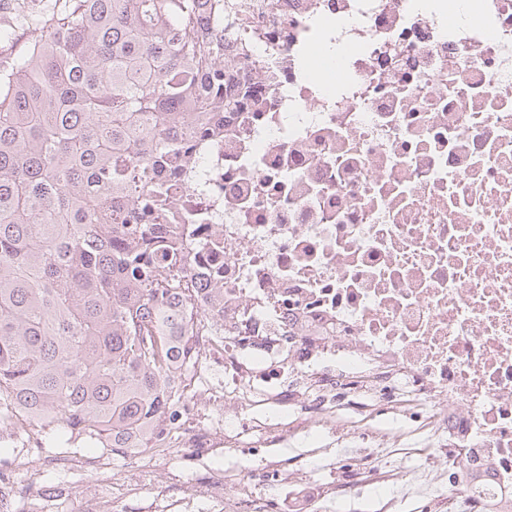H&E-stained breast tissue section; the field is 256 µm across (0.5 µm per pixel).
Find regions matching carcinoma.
<instances>
[{"label": "carcinoma", "mask_w": 512, "mask_h": 512, "mask_svg": "<svg viewBox=\"0 0 512 512\" xmlns=\"http://www.w3.org/2000/svg\"><path fill=\"white\" fill-rule=\"evenodd\" d=\"M205 0H58L0 26V401L32 422L146 448L175 348L195 336L172 237L142 223L193 114L234 112Z\"/></svg>", "instance_id": "1"}]
</instances>
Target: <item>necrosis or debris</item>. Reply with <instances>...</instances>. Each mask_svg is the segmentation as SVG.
<instances>
[{
  "label": "necrosis or debris",
  "instance_id": "necrosis-or-debris-1",
  "mask_svg": "<svg viewBox=\"0 0 512 512\" xmlns=\"http://www.w3.org/2000/svg\"><path fill=\"white\" fill-rule=\"evenodd\" d=\"M249 95L190 130L164 218L205 334L179 338L150 451L201 455L293 380L424 395L474 512H512V0H235Z\"/></svg>",
  "mask_w": 512,
  "mask_h": 512
}]
</instances>
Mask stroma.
Wrapping results in <instances>:
<instances>
[{
  "mask_svg": "<svg viewBox=\"0 0 512 512\" xmlns=\"http://www.w3.org/2000/svg\"><path fill=\"white\" fill-rule=\"evenodd\" d=\"M421 403L403 388L382 406L361 386L318 414L301 412L293 400L280 409L288 420V436L280 445L255 457L226 448L202 464L178 455L152 485L137 478L140 461L102 456L83 441L69 447L64 433L49 428L32 448L0 443V477L12 486L11 512H131L137 505L180 512L182 482L220 478L232 495L250 470L266 464L282 474L280 493L314 488L306 512H319L332 493L344 501L345 512H467L459 500L440 498L423 506L414 493L416 467H426L439 483L448 481V450L432 438Z\"/></svg>",
  "mask_w": 512,
  "mask_h": 512,
  "instance_id": "stroma-1",
  "label": "stroma"
}]
</instances>
